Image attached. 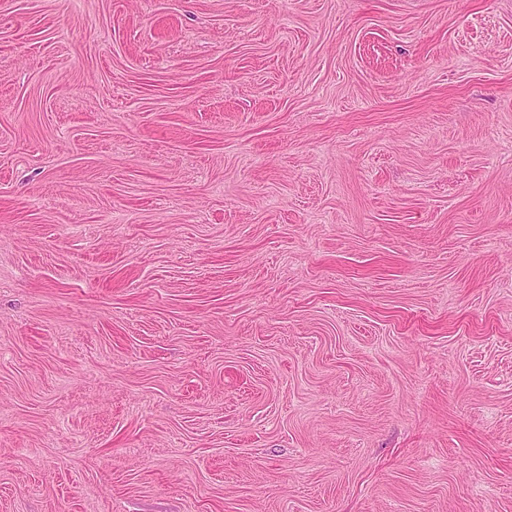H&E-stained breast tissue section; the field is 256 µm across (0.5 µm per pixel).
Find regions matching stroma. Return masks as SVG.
Wrapping results in <instances>:
<instances>
[{"label":"stroma","instance_id":"1","mask_svg":"<svg viewBox=\"0 0 512 512\" xmlns=\"http://www.w3.org/2000/svg\"><path fill=\"white\" fill-rule=\"evenodd\" d=\"M0 512H512V0H0Z\"/></svg>","mask_w":512,"mask_h":512}]
</instances>
